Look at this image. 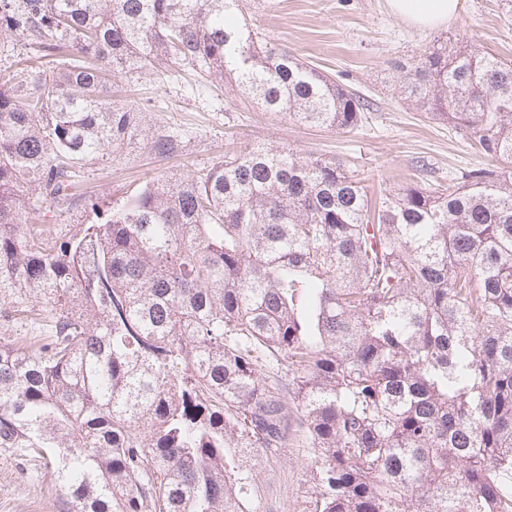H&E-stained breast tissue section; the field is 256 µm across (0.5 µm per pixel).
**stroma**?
<instances>
[{
  "label": "stroma",
  "instance_id": "35a3bbf8",
  "mask_svg": "<svg viewBox=\"0 0 512 512\" xmlns=\"http://www.w3.org/2000/svg\"><path fill=\"white\" fill-rule=\"evenodd\" d=\"M461 2L448 25L421 30L393 15L386 0H242L248 23L261 28L268 40L368 97L374 107L367 122L339 133L263 111L231 85L200 97L175 83L141 76L131 83L134 96L154 102V121L186 133L185 151L170 159L135 153L118 162L85 165L81 189L96 207L54 209L57 236L69 234L74 225L94 223L97 213L109 211L115 199L144 177L209 164L223 155L232 138L340 158L358 171L372 194L400 184L419 159L438 179L478 164L465 137L415 111L396 91L400 74L395 63L419 55L441 38L512 58V27L498 0ZM308 454L294 444L265 461L255 477L252 512H308L314 491L304 467ZM64 498L44 460L0 447V512H64Z\"/></svg>",
  "mask_w": 512,
  "mask_h": 512
}]
</instances>
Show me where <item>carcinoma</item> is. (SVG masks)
Listing matches in <instances>:
<instances>
[{"instance_id":"1","label":"carcinoma","mask_w":512,"mask_h":512,"mask_svg":"<svg viewBox=\"0 0 512 512\" xmlns=\"http://www.w3.org/2000/svg\"><path fill=\"white\" fill-rule=\"evenodd\" d=\"M241 0H0V445L50 460L71 512H252L295 433L309 512H512V61L438 41L398 93L469 137L444 184L371 199L339 159L255 143L149 176L65 239L75 166L184 151L112 86L180 70L336 132L371 101Z\"/></svg>"}]
</instances>
